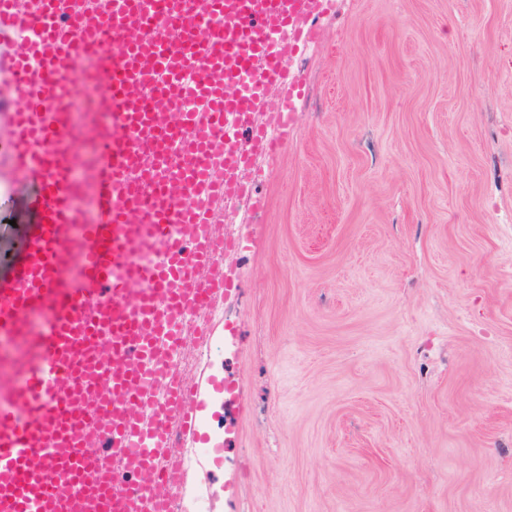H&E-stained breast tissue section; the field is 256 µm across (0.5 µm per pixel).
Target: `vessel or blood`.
<instances>
[{
  "mask_svg": "<svg viewBox=\"0 0 512 512\" xmlns=\"http://www.w3.org/2000/svg\"><path fill=\"white\" fill-rule=\"evenodd\" d=\"M0 0V153L41 221L22 263L0 253V512H165L178 444L198 438L203 387L177 372L190 312L227 293L199 270L234 248L215 228L274 158L302 88L288 61L326 0ZM92 89L76 129L58 86ZM109 115L106 126L93 114ZM264 114L263 126L252 117ZM84 142L92 165L74 176ZM95 218L82 220L85 206Z\"/></svg>",
  "mask_w": 512,
  "mask_h": 512,
  "instance_id": "b4317fda",
  "label": "vessel or blood"
}]
</instances>
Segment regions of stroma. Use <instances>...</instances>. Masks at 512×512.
Masks as SVG:
<instances>
[{
	"instance_id": "obj_1",
	"label": "stroma",
	"mask_w": 512,
	"mask_h": 512,
	"mask_svg": "<svg viewBox=\"0 0 512 512\" xmlns=\"http://www.w3.org/2000/svg\"><path fill=\"white\" fill-rule=\"evenodd\" d=\"M224 254L213 512H512V0H330ZM35 217L0 189V251Z\"/></svg>"
}]
</instances>
